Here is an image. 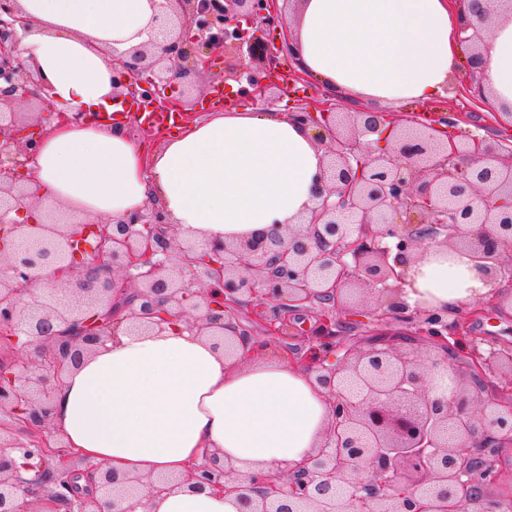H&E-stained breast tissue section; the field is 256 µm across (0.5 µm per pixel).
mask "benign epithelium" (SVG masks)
I'll return each mask as SVG.
<instances>
[{
  "label": "benign epithelium",
  "mask_w": 512,
  "mask_h": 512,
  "mask_svg": "<svg viewBox=\"0 0 512 512\" xmlns=\"http://www.w3.org/2000/svg\"><path fill=\"white\" fill-rule=\"evenodd\" d=\"M294 0H165L152 18L164 55L134 48L112 61V100L153 110H196L176 89L237 56L224 77L260 107L275 105L281 61L304 72L287 22ZM469 43L465 90L483 101L481 33L491 0H454ZM32 24L18 0H0V341L35 351L29 364H0V512H148L150 500L182 486L177 477L119 476L66 448L49 431L67 369L131 325L148 330L180 317L225 351L248 344L232 318L280 336L282 310L319 305L318 330L289 358L327 390L330 423L304 466L244 479L213 453L192 464L193 488L233 495L242 512H509L494 497L497 457L512 446V348L484 349L446 312L394 300L405 274L389 263L430 248L466 252L488 279L512 280V154L499 144L447 134L448 116L405 126L388 112H344L335 94L288 111L318 129L326 165L309 224L285 235L255 234L205 251L176 236L163 210L127 223L67 224L53 214L18 221L38 192L16 170L33 162V127L69 120L65 112H5L17 101L49 99L47 79L17 50V29ZM389 298L378 319H399L409 338L386 333L366 346L339 334L338 315L363 292ZM422 345L418 356L403 347ZM339 354L341 367L329 363ZM496 395H484L491 379ZM27 433L10 436V427ZM85 477L92 494L76 492Z\"/></svg>",
  "instance_id": "benign-epithelium-1"
}]
</instances>
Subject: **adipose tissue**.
Wrapping results in <instances>:
<instances>
[{
  "label": "adipose tissue",
  "instance_id": "obj_1",
  "mask_svg": "<svg viewBox=\"0 0 512 512\" xmlns=\"http://www.w3.org/2000/svg\"><path fill=\"white\" fill-rule=\"evenodd\" d=\"M33 20L17 49L50 84L58 108L113 111L111 49L151 45L157 0H19ZM307 70L385 107L444 95L467 45L450 0H302L290 21ZM482 83L496 113H512V18L485 38ZM323 151L313 128L284 112H213L152 154L124 128L75 123L43 135L25 177L29 214L117 224L158 203L181 239L204 246L277 235L313 202ZM409 306L455 310L497 293L462 252L406 259ZM330 420L324 389L262 346L225 358L181 319L122 332L66 373L51 424L64 443L121 475H185L219 450L243 474L297 468ZM151 512H237L234 498L191 486Z\"/></svg>",
  "mask_w": 512,
  "mask_h": 512
}]
</instances>
